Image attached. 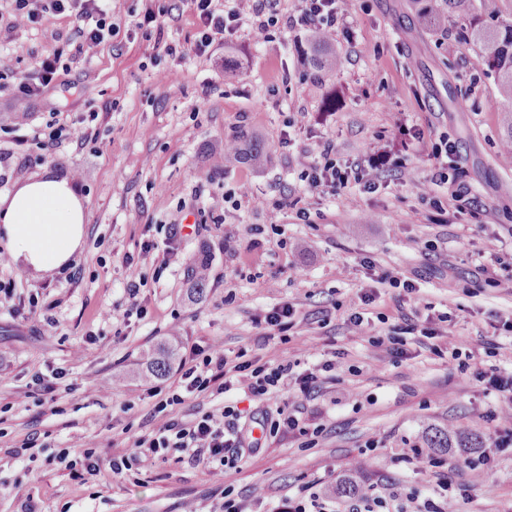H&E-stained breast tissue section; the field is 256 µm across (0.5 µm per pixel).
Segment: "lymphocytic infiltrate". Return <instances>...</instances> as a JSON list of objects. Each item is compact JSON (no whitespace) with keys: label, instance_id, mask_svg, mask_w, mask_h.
I'll return each instance as SVG.
<instances>
[{"label":"lymphocytic infiltrate","instance_id":"f902f5d3","mask_svg":"<svg viewBox=\"0 0 512 512\" xmlns=\"http://www.w3.org/2000/svg\"><path fill=\"white\" fill-rule=\"evenodd\" d=\"M142 22L162 26L172 12L188 9L197 26L196 37L186 44L170 43L156 37L153 48L156 57L180 60L187 55L214 58L225 41L231 40L244 19H251L258 32H266L277 24H284L288 33L300 34L322 30L335 34L338 27L346 25L347 13L340 0H298L291 13L283 15L278 10L279 0H234L233 7H226L224 0H142ZM51 16L75 18L80 23L79 39L73 46V56L91 60L101 50L113 29L111 0H0V47L11 44L16 37V18H24L31 26H42ZM69 68L62 63L57 51L47 52L37 63L35 77L16 79L12 60L0 57V93L11 91L28 102L34 103L54 86ZM29 137L43 156L53 155L63 141L85 142L92 139L88 129L75 127L63 112L51 113L49 120L30 122ZM387 157L373 160L370 169L337 162L332 145H324L317 158L304 173L305 188L302 195L282 197L277 209L294 210L297 219L310 218L309 201L324 188L341 190L350 183L360 185L363 192L379 189L376 169L385 166ZM157 413L164 420L153 435L137 437L129 453L102 459L91 451L80 453L75 462L81 469L93 473L109 469L113 474L139 468L150 457L163 456L167 449L180 448L190 453L194 462L215 463L223 470L237 468L242 460L243 439L240 435L239 413L232 407L221 412H206L191 423L166 417L165 406H157ZM406 462L427 461L438 477L437 487L428 497L412 496L400 499L385 493L381 484L373 483L362 490L347 512H458L457 489L448 477V462L432 455L429 449L415 445L405 457Z\"/></svg>","mask_w":512,"mask_h":512}]
</instances>
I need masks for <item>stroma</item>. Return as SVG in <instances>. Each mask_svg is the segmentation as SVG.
Instances as JSON below:
<instances>
[{
  "mask_svg": "<svg viewBox=\"0 0 512 512\" xmlns=\"http://www.w3.org/2000/svg\"><path fill=\"white\" fill-rule=\"evenodd\" d=\"M347 28L337 30L330 69L303 61L299 42L281 28L268 36L244 23L232 47L212 62L194 56L153 60V42L130 17L136 0H115L122 18L92 61L74 60L61 88L35 107L66 112L96 130L92 141L64 143L50 157L25 142L28 102L0 95V144L13 148L19 185L55 172L75 177L87 213L86 233L71 264L37 273L15 263L0 279L18 280L16 296L35 297L38 323L0 315V512H221L225 498L245 512H281L288 497L316 485L339 512L349 496L336 487L347 474L361 484L389 479L398 494L431 495L436 476L403 457L429 429L480 436L495 457L491 474L462 468L449 476L466 488L461 512H512V448H494L488 411L512 405L486 394L478 370L512 372V159L500 154L503 100L493 75L474 70L478 48L460 34L464 14L447 27L422 28L412 0H344ZM6 53L17 76L33 75L48 50L70 54L77 24L52 18L41 28L17 19ZM237 66L224 75L225 62ZM247 132L268 153L264 168L225 164L211 177L207 155ZM458 144L462 177L478 208L434 223L429 198L447 200L431 184V146ZM340 162L368 166L386 153L392 166L381 188L326 191L303 222L276 210L300 194L303 172L324 144ZM221 224H213V217ZM184 223L176 256L163 255L168 225ZM233 251H225V240ZM155 245L143 253V242ZM146 275L137 295L126 289L127 261ZM206 263L202 296L187 272ZM389 274L416 284L431 306L435 338H408L407 356L392 360L376 337L403 326ZM377 288L378 297L362 296ZM293 310L279 333L265 316ZM364 313L360 330L348 322ZM447 321H440V314ZM169 344L175 357L160 377L140 372L147 355ZM469 354L468 367L451 348ZM223 353L238 369L233 390L186 394L177 369L191 351ZM288 363L314 373L313 397L278 384L264 398L248 389L251 368ZM50 380L41 394L37 378ZM181 396L169 411H240L250 449L239 469L218 476L178 448L146 468L75 477L65 455L102 458L128 453L136 437L160 424L159 401ZM296 414L308 433L274 431L280 412ZM45 447L15 456L32 433ZM381 442L369 451L370 439Z\"/></svg>",
  "mask_w": 512,
  "mask_h": 512,
  "instance_id": "35a3bbf8",
  "label": "stroma"
}]
</instances>
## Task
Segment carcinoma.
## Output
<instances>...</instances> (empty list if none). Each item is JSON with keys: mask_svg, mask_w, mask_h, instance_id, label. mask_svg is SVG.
Returning <instances> with one entry per match:
<instances>
[{"mask_svg": "<svg viewBox=\"0 0 512 512\" xmlns=\"http://www.w3.org/2000/svg\"><path fill=\"white\" fill-rule=\"evenodd\" d=\"M419 4L417 16L424 27H433L442 22V18L424 0H414ZM464 40L479 46L475 60L481 69L495 74L500 91L505 98L506 106L502 115L503 135L501 153L512 159V20L503 21L497 25H486L479 18H472L470 28L466 30ZM310 43L314 51L313 62L320 68L332 65V61L323 57V48L327 38L319 33L310 35ZM224 159H243L254 167L263 166L268 159L265 149L256 145L247 134L234 141L224 143ZM426 447L441 453H463L470 448L482 447V441L477 436L453 438L448 432L430 430L425 435Z\"/></svg>", "mask_w": 512, "mask_h": 512, "instance_id": "cac0c4a2", "label": "carcinoma"}]
</instances>
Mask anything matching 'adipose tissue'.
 <instances>
[{
    "label": "adipose tissue",
    "mask_w": 512,
    "mask_h": 512,
    "mask_svg": "<svg viewBox=\"0 0 512 512\" xmlns=\"http://www.w3.org/2000/svg\"><path fill=\"white\" fill-rule=\"evenodd\" d=\"M85 235L76 185L47 172L0 198V243L24 267L48 272L68 265Z\"/></svg>",
    "instance_id": "1"
}]
</instances>
